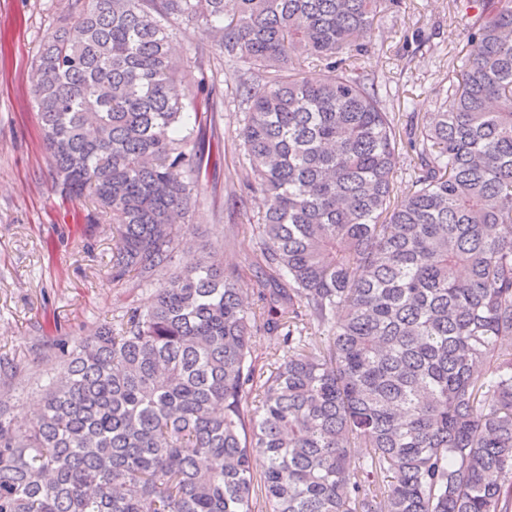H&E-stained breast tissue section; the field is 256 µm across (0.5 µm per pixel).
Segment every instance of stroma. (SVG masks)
I'll return each instance as SVG.
<instances>
[{
    "label": "stroma",
    "instance_id": "stroma-1",
    "mask_svg": "<svg viewBox=\"0 0 512 512\" xmlns=\"http://www.w3.org/2000/svg\"><path fill=\"white\" fill-rule=\"evenodd\" d=\"M69 3L0 0V358L9 364L0 375V400L20 427L41 406L62 349H74L151 294L133 279L113 285L111 225L97 223L90 202L61 194L42 145L33 98L36 56ZM462 24L451 0H400L376 17L358 65L375 77L399 129L425 121L445 98ZM205 42L194 27L173 31L177 57L190 63V82L212 89L207 135L220 149L202 175L201 204L169 269L217 252L225 269L248 274L260 257L252 221L264 201L242 194L239 183L248 166L237 94L244 66L215 50L196 60L195 49Z\"/></svg>",
    "mask_w": 512,
    "mask_h": 512
}]
</instances>
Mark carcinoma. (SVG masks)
I'll list each match as a JSON object with an SVG mask.
<instances>
[{
  "instance_id": "carcinoma-1",
  "label": "carcinoma",
  "mask_w": 512,
  "mask_h": 512,
  "mask_svg": "<svg viewBox=\"0 0 512 512\" xmlns=\"http://www.w3.org/2000/svg\"><path fill=\"white\" fill-rule=\"evenodd\" d=\"M383 2L74 0L45 37L43 147L115 224L114 284L172 263L211 155L171 26L244 64L262 272L204 255L76 347L28 428L0 403V512H512V0H453L465 54L405 139L348 63ZM411 158V153L407 154V152L404 151L397 160L396 173L393 181V194L396 199H400L408 190L409 165L413 164V161L410 162Z\"/></svg>"
}]
</instances>
